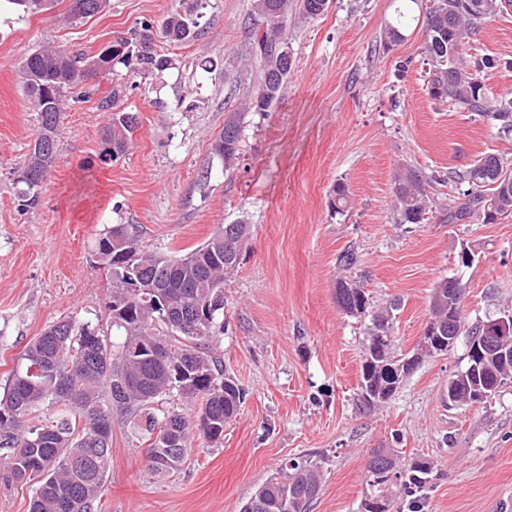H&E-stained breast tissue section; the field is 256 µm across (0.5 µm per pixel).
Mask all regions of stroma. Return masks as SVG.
<instances>
[{
    "instance_id": "obj_1",
    "label": "stroma",
    "mask_w": 512,
    "mask_h": 512,
    "mask_svg": "<svg viewBox=\"0 0 512 512\" xmlns=\"http://www.w3.org/2000/svg\"><path fill=\"white\" fill-rule=\"evenodd\" d=\"M195 5L110 0L103 13L71 22V0L29 15L0 6V391L49 325L103 316L111 277L94 247L112 225H137L147 250L168 255L242 222L250 241L224 284L226 330L211 347L245 392L240 413L222 443L194 438L169 473L150 469L132 425L115 419L98 512H240L304 459L322 474L311 512H362L375 448L401 464L433 463L425 512H512V384L485 402L449 405L448 380L467 364L462 337L447 355L424 358L387 403L366 407L359 383L369 322L336 302L340 280L363 282L375 307L399 300L394 345L408 355L443 279L466 283L468 324L512 308V220L442 221L464 189L452 172L486 153L512 156V135L430 99L423 26L380 50L395 0H332L317 18L289 19L287 92L271 112L245 113L230 171L212 145L259 81L244 56L266 21L252 0H209L201 36L158 41L172 68L127 88L122 105L139 128L125 156L100 159L110 79L95 94L74 89L39 203L20 207L13 183L38 125L19 73L25 56L48 42L94 55ZM471 48L512 60V11L486 22ZM205 58L214 69L199 68ZM403 167L429 180L432 207L418 224L395 221L394 175ZM339 183L349 193L341 215L329 205ZM347 250L358 256L351 268L337 262Z\"/></svg>"
}]
</instances>
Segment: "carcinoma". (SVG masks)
Instances as JSON below:
<instances>
[{"label":"carcinoma","mask_w":512,"mask_h":512,"mask_svg":"<svg viewBox=\"0 0 512 512\" xmlns=\"http://www.w3.org/2000/svg\"><path fill=\"white\" fill-rule=\"evenodd\" d=\"M90 11L72 6L68 19L92 17L109 0H82ZM327 0H300L306 18L325 12ZM420 0H400L394 21L381 35L389 50L405 40L406 28L421 18L431 61L428 95L437 103H450L494 127L512 134V96L491 100L484 73L504 63L489 56L474 57L470 40L474 32L512 0H428L423 16L415 14ZM263 16L265 30L255 35L245 55L258 65L261 78L250 93L246 109L268 112L282 98L293 69L288 41V18L293 0H253ZM200 13L176 11L165 19L161 36L187 42L201 34ZM155 43L152 25L112 42L98 54H70L44 45L21 62L23 83L38 129L21 176L14 182L24 207H34L39 190L56 159V136L67 108L70 90L101 76L115 74L122 65L134 77L164 71L171 60L141 43ZM122 85L102 98L112 109L104 127L106 144L100 159L124 156L139 122L137 113L117 107ZM242 115L231 112L224 130L213 144L214 155L233 169L240 158ZM455 179L471 188L448 207L444 221L462 224L475 215L492 224L512 217V158L485 154ZM427 179L414 169L395 177L397 223L418 224L432 201ZM346 186L336 184L331 206L342 213L348 207ZM239 225L226 224L203 245L182 255H161L147 250L136 227L114 224L98 239L95 256L111 273L112 291L105 306L107 327L76 316L61 319L29 343L12 370L0 396V484L30 483L32 512H96L111 465L112 419L119 416L137 429V440L148 445L147 462L156 472L176 470L182 464L190 437L199 433L211 443L224 440V427L235 420L245 398L244 390L222 369L221 361L206 346L224 333V280L240 264ZM125 239L124 249L112 250V241ZM466 288L452 278L438 282L430 303L427 328L448 337V316L457 321L455 335L466 336L468 348L479 355L477 370L448 381L450 402L475 403L490 398L512 382V338L489 345L485 337L495 332V318L468 327L465 298L448 294V287ZM336 299L348 316L368 318L371 327L365 343L359 388L368 406L387 403L409 370L392 344L393 302L373 309L358 281H339ZM202 399L197 427L176 410H164L171 398ZM404 509L423 512L425 491L433 481L432 464L413 457L401 472ZM322 484L320 470L308 462H289V474L260 487L241 512H310Z\"/></svg>","instance_id":"1"}]
</instances>
